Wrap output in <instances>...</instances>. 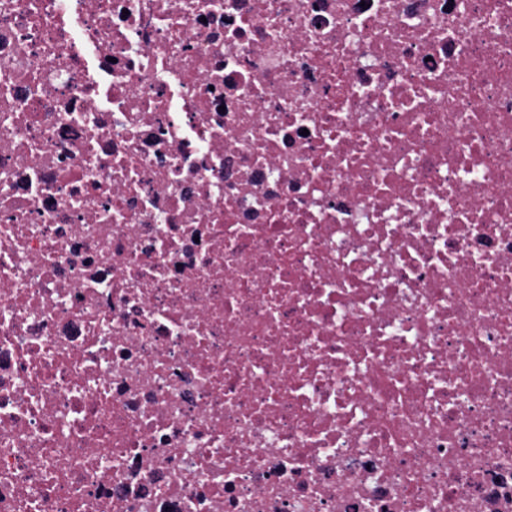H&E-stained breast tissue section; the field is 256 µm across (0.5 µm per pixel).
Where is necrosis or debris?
<instances>
[{
	"label": "necrosis or debris",
	"mask_w": 512,
	"mask_h": 512,
	"mask_svg": "<svg viewBox=\"0 0 512 512\" xmlns=\"http://www.w3.org/2000/svg\"><path fill=\"white\" fill-rule=\"evenodd\" d=\"M0 512H512V0H0Z\"/></svg>",
	"instance_id": "obj_1"
}]
</instances>
